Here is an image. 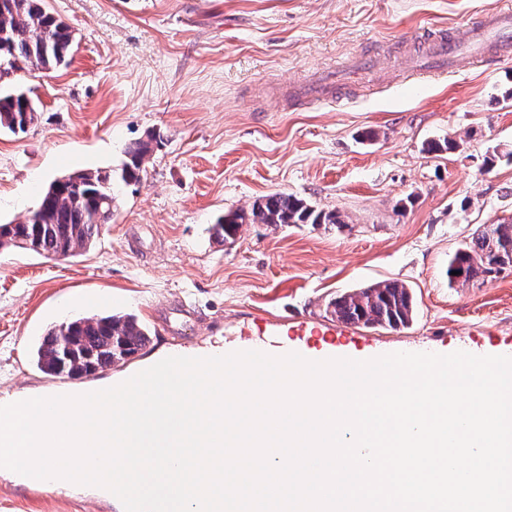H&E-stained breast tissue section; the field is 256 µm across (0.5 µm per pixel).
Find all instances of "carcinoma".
Here are the masks:
<instances>
[{
    "label": "carcinoma",
    "instance_id": "1",
    "mask_svg": "<svg viewBox=\"0 0 512 512\" xmlns=\"http://www.w3.org/2000/svg\"><path fill=\"white\" fill-rule=\"evenodd\" d=\"M70 28L45 6L44 0H0V86L12 82L21 70H53L72 56ZM34 100L22 91L0 89V133H24L27 113ZM161 137L130 144L121 170L125 184L140 180V172ZM80 186L56 180L38 205L14 224H0V245L29 244L28 250L48 258H72L97 239L112 221L114 177L112 172H79ZM243 224H337L336 212L314 209L306 201L286 193L256 200L251 210L234 211L215 224L216 234L235 236ZM512 270V222L484 224L471 240L448 260V281L461 285L487 282ZM337 319L370 327L397 329L410 324L414 314L409 289L387 281L343 294L330 303ZM149 331L132 315L83 317L53 326L36 350L39 368L52 376H88L102 372L123 357L143 349Z\"/></svg>",
    "mask_w": 512,
    "mask_h": 512
}]
</instances>
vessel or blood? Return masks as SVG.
I'll return each instance as SVG.
<instances>
[{
  "label": "vessel or blood",
  "mask_w": 512,
  "mask_h": 512,
  "mask_svg": "<svg viewBox=\"0 0 512 512\" xmlns=\"http://www.w3.org/2000/svg\"><path fill=\"white\" fill-rule=\"evenodd\" d=\"M511 50L512 10L510 9L490 15L481 24L471 28L466 38L461 39L451 35L429 40L421 50L411 56L410 61L414 67L429 71L453 70L463 67L469 59L488 61ZM378 70L379 62L376 58L360 57L355 59L343 74L324 76L309 88L308 93L326 98L347 85L352 76L362 72L374 74ZM292 333L293 341L261 345V352L276 356L295 352L314 361L332 358V351H315L304 344V337L315 333L310 319L296 320Z\"/></svg>",
  "instance_id": "vessel-or-blood-1"
}]
</instances>
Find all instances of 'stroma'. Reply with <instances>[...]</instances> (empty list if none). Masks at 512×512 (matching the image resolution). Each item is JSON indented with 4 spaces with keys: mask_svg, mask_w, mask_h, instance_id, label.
Returning <instances> with one entry per match:
<instances>
[{
    "mask_svg": "<svg viewBox=\"0 0 512 512\" xmlns=\"http://www.w3.org/2000/svg\"><path fill=\"white\" fill-rule=\"evenodd\" d=\"M76 42L68 66L18 72L41 116L0 135V224L77 171L120 174L126 147L163 142L136 185L116 184L112 222L81 255L0 249V399L102 386L173 353L244 349L288 317L321 321L336 296L410 287L405 328L337 323L312 336L337 356H512V272L448 282V258L483 224L512 221V56L440 75L393 70L327 101L294 88L362 54L411 55L428 31L464 35L512 0H47ZM446 138L454 150L428 152ZM286 192L347 225L214 224ZM187 311H179V303ZM131 314L148 346L94 376L43 373L55 324ZM0 512H115L79 490L0 476Z\"/></svg>",
    "mask_w": 512,
    "mask_h": 512,
    "instance_id": "stroma-1",
    "label": "stroma"
}]
</instances>
